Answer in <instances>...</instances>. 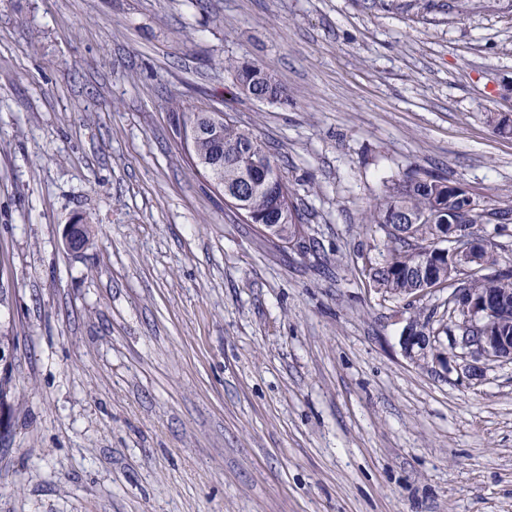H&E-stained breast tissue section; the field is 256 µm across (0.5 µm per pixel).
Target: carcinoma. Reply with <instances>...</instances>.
<instances>
[{"label":"carcinoma","mask_w":512,"mask_h":512,"mask_svg":"<svg viewBox=\"0 0 512 512\" xmlns=\"http://www.w3.org/2000/svg\"><path fill=\"white\" fill-rule=\"evenodd\" d=\"M224 67L233 71L238 84L260 100L279 92L272 74L259 63L224 61ZM184 125L198 129L190 158L202 168L215 164V148L224 147V163L212 180L224 186V200L232 205L237 201L229 194L245 192L247 207L239 211L252 222L271 221L282 214L277 240L299 243L303 239V213L295 199L278 159L258 136L243 128L222 112L204 109L175 113ZM485 121L498 136L512 139V116L502 112H488ZM491 213L470 207L466 193L448 180L431 172L415 170L405 179L393 183L367 216V223L385 233L392 243L384 265L369 269L368 276L374 288L397 297H413L421 292L423 281L419 276L425 265L439 263L436 272L446 282L456 281L459 269L447 260L434 256V249L442 241L439 233L453 224H461L472 234L478 225L490 223ZM473 267L482 271L470 274L466 288H480L490 296L502 300L506 309L512 308V268L497 270L498 256L488 242L473 258ZM10 365L0 371V409L8 406L12 393Z\"/></svg>","instance_id":"carcinoma-1"}]
</instances>
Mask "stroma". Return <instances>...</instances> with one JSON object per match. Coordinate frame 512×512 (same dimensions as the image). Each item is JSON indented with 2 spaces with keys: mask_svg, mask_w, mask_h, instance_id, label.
<instances>
[{
  "mask_svg": "<svg viewBox=\"0 0 512 512\" xmlns=\"http://www.w3.org/2000/svg\"><path fill=\"white\" fill-rule=\"evenodd\" d=\"M176 106L261 138L317 252L225 203ZM509 110L512 0H0V512H512V361L409 360L451 289L362 275L411 170L512 209ZM224 68L233 71L242 89L257 99L270 100V95L280 92L272 74L262 64L239 63L228 59L224 62ZM403 354L410 359H418L433 354L435 363L439 366L448 365L447 345L440 342L439 336H430L419 325L412 322L407 326L406 332L400 337Z\"/></svg>",
  "mask_w": 512,
  "mask_h": 512,
  "instance_id": "stroma-1",
  "label": "stroma"
}]
</instances>
